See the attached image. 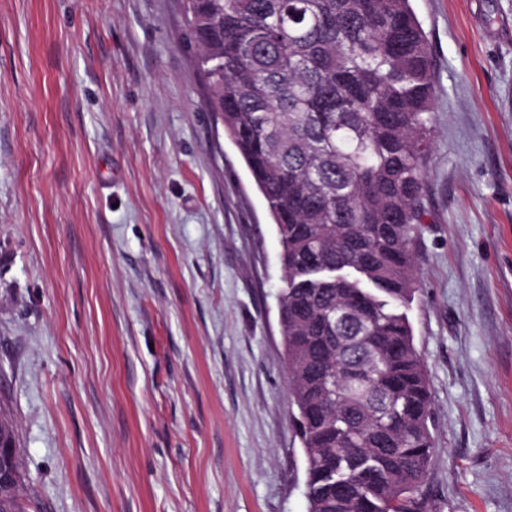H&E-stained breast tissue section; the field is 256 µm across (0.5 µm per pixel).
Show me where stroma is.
<instances>
[{
    "label": "stroma",
    "instance_id": "stroma-1",
    "mask_svg": "<svg viewBox=\"0 0 512 512\" xmlns=\"http://www.w3.org/2000/svg\"><path fill=\"white\" fill-rule=\"evenodd\" d=\"M435 97L425 512H512V0H412ZM178 0H0V414L34 512H307L280 245Z\"/></svg>",
    "mask_w": 512,
    "mask_h": 512
}]
</instances>
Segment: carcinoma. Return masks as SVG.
Here are the masks:
<instances>
[{
	"instance_id": "carcinoma-1",
	"label": "carcinoma",
	"mask_w": 512,
	"mask_h": 512,
	"mask_svg": "<svg viewBox=\"0 0 512 512\" xmlns=\"http://www.w3.org/2000/svg\"><path fill=\"white\" fill-rule=\"evenodd\" d=\"M208 107L280 243L308 512H423L432 396L417 280L434 81L411 0H184ZM17 479L0 512H25Z\"/></svg>"
}]
</instances>
